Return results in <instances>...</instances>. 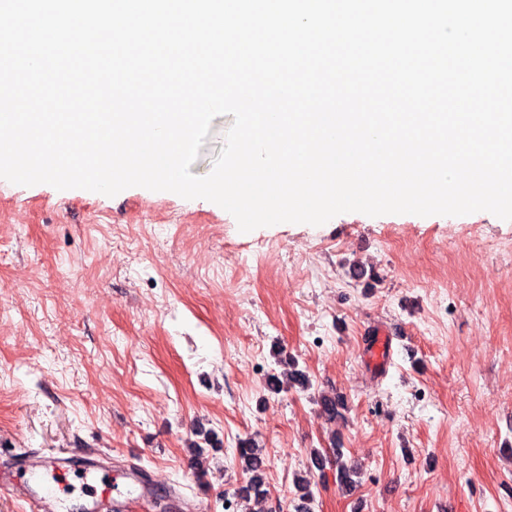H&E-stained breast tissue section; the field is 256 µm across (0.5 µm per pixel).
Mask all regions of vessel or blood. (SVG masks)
<instances>
[{
	"label": "vessel or blood",
	"instance_id": "1",
	"mask_svg": "<svg viewBox=\"0 0 512 512\" xmlns=\"http://www.w3.org/2000/svg\"><path fill=\"white\" fill-rule=\"evenodd\" d=\"M398 333L377 328L366 345V361L372 371H385ZM81 479L91 499L93 512H104L113 498L122 496L132 483H140L142 498H151L155 486L140 481L131 466L115 464L105 458H86L78 454L58 456L52 451L35 455H10L0 450V489L7 490L30 512H62L64 495L71 478Z\"/></svg>",
	"mask_w": 512,
	"mask_h": 512
}]
</instances>
